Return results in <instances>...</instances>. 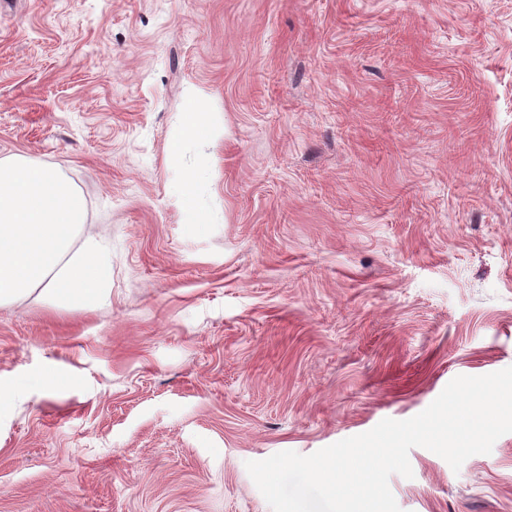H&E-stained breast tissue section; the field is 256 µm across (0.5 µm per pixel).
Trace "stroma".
Here are the masks:
<instances>
[{
	"label": "stroma",
	"instance_id": "stroma-1",
	"mask_svg": "<svg viewBox=\"0 0 512 512\" xmlns=\"http://www.w3.org/2000/svg\"><path fill=\"white\" fill-rule=\"evenodd\" d=\"M8 155L81 196L112 281L0 307V512H271L246 461L512 367V0H10ZM409 460L401 512H512V433ZM211 162L208 155L197 156L189 180L181 188L185 222L194 231L204 230L208 224H215L220 215L209 205Z\"/></svg>",
	"mask_w": 512,
	"mask_h": 512
}]
</instances>
